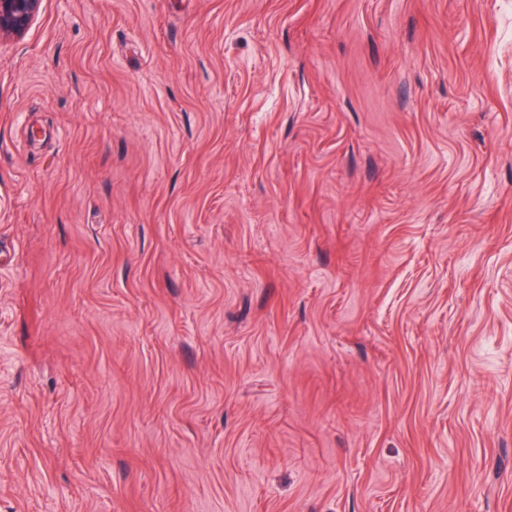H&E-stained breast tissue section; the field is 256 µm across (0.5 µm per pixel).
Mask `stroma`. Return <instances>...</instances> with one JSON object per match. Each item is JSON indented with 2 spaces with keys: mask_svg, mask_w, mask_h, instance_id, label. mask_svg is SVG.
I'll use <instances>...</instances> for the list:
<instances>
[{
  "mask_svg": "<svg viewBox=\"0 0 512 512\" xmlns=\"http://www.w3.org/2000/svg\"><path fill=\"white\" fill-rule=\"evenodd\" d=\"M0 512H512V0H43Z\"/></svg>",
  "mask_w": 512,
  "mask_h": 512,
  "instance_id": "stroma-1",
  "label": "stroma"
}]
</instances>
